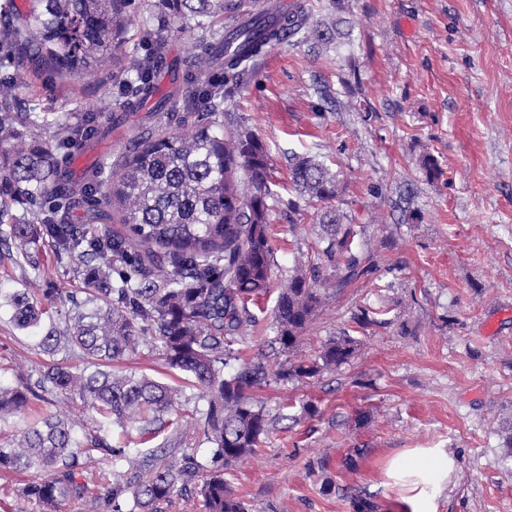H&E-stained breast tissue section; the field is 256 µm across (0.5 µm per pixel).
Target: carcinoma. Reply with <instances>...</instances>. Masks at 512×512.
Instances as JSON below:
<instances>
[{"label": "carcinoma", "instance_id": "carcinoma-1", "mask_svg": "<svg viewBox=\"0 0 512 512\" xmlns=\"http://www.w3.org/2000/svg\"><path fill=\"white\" fill-rule=\"evenodd\" d=\"M130 2L26 0L22 10L16 0H0V225H8L0 228V242L28 259L32 245L50 238L60 255L87 273L86 297L64 326L52 323L36 337L35 347L50 361L35 382L20 373L22 386H0V420L23 414L40 390L77 396L102 418L96 429L80 435L65 416L25 422L7 445L0 444V470L43 471V479L25 486L22 495L44 512L87 497L89 512H98L99 496H90L77 471L96 454L112 459L107 494L116 499L130 491L138 512H157L176 491L185 512H194L198 496L206 512H248L224 472L255 455L274 430L276 419L255 392L273 382L332 372L361 344L345 330L311 358L249 357L260 331L252 308L278 288L274 336L267 343L274 354L291 355L324 303V272H335L336 287L344 288L376 272L377 263L353 250L354 225L327 209L319 220L327 239L322 258L299 259L288 275L278 274L271 229L278 194L269 153L250 131L224 125V104L241 93L269 44L298 37L328 46L336 25L311 27L303 2L276 20L275 0L257 14L249 0H147L156 20L194 22L196 53L184 60L182 79L163 94L153 83L163 66L158 55L132 58L112 76L115 121L159 99L119 168L99 159L76 178L73 160L109 127L93 112L73 118L42 106L38 80L51 70L65 84L101 63L108 49H119L129 33ZM21 72L29 77L24 95L17 92ZM419 166L428 181L442 175L431 154ZM290 183L299 195L321 203L338 193L336 175L310 156L293 158ZM74 209L110 228L97 233L67 222ZM43 295L36 276L9 296L16 328L40 327ZM352 322L363 334L387 324L377 309L359 310ZM62 349L88 360V366L74 371L53 360ZM147 354L197 383L206 407L193 415L220 462L209 473L201 474L203 466L192 454L170 460L164 447L143 454L110 443V423L132 427L145 444L185 417L177 388L113 370L119 361ZM230 360L239 369L227 376Z\"/></svg>", "mask_w": 512, "mask_h": 512}]
</instances>
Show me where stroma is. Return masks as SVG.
<instances>
[{"label": "stroma", "instance_id": "obj_1", "mask_svg": "<svg viewBox=\"0 0 512 512\" xmlns=\"http://www.w3.org/2000/svg\"><path fill=\"white\" fill-rule=\"evenodd\" d=\"M312 19L336 18L328 47H268L247 89L230 105L266 145L278 193L273 237L281 269L326 247L321 208L289 183L295 156L335 174L331 206L359 225L353 247L379 269L330 292L297 354L309 357L352 326L358 308L387 310L389 323L362 336L356 356L311 381L261 391L278 421L251 459L227 479L248 512H354L370 498L376 512H401L388 485L389 459L408 448H443L456 460L439 512H512V0H308ZM146 0L128 13V39L116 58L61 91L41 78V97L58 112H98L112 72L149 53L174 65L195 50L192 25L168 22L159 41L143 42ZM326 82L338 102L315 93ZM433 154L443 174L427 181L418 165ZM40 277L49 315L67 311L85 286L82 270L43 239L32 259L0 246V294ZM45 358L0 307V384L18 385L17 365L37 374ZM313 403L316 417L303 407ZM61 412L94 428L81 401L55 394L30 402L29 416ZM155 446L196 453L211 448L189 421L165 426ZM354 456L358 467L342 461ZM37 469L0 471V512H41L24 499Z\"/></svg>", "mask_w": 512, "mask_h": 512}]
</instances>
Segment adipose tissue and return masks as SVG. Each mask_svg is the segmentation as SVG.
<instances>
[{
	"label": "adipose tissue",
	"instance_id": "obj_1",
	"mask_svg": "<svg viewBox=\"0 0 512 512\" xmlns=\"http://www.w3.org/2000/svg\"><path fill=\"white\" fill-rule=\"evenodd\" d=\"M455 470L445 449L415 448L395 456L386 477L405 502V512H438L439 493Z\"/></svg>",
	"mask_w": 512,
	"mask_h": 512
}]
</instances>
